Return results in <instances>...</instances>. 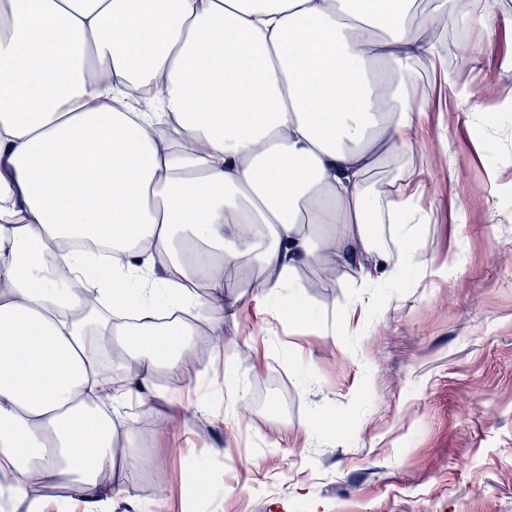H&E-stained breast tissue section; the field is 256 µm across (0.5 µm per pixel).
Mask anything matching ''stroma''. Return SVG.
<instances>
[{
	"instance_id": "35a3bbf8",
	"label": "stroma",
	"mask_w": 512,
	"mask_h": 512,
	"mask_svg": "<svg viewBox=\"0 0 512 512\" xmlns=\"http://www.w3.org/2000/svg\"><path fill=\"white\" fill-rule=\"evenodd\" d=\"M435 13L467 37L418 75L411 154L370 174L418 190L410 263L368 288L299 267L314 325L257 270L226 281L203 403L127 409L148 464L110 512H512V0H416L410 22ZM452 57L472 63L453 91Z\"/></svg>"
}]
</instances>
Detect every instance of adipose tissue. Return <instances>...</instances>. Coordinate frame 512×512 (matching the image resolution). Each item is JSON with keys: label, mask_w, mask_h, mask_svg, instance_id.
Instances as JSON below:
<instances>
[{"label": "adipose tissue", "mask_w": 512, "mask_h": 512, "mask_svg": "<svg viewBox=\"0 0 512 512\" xmlns=\"http://www.w3.org/2000/svg\"><path fill=\"white\" fill-rule=\"evenodd\" d=\"M413 3L0 0V512H101L103 478L133 488L146 460L117 451L121 410L158 372L195 375L191 322L222 335L241 269L304 323L300 265L397 278L415 196L365 185L411 145L413 64L433 51ZM160 76L151 111L119 109ZM121 356L138 370L116 389ZM58 477L70 497L29 496Z\"/></svg>", "instance_id": "adipose-tissue-1"}]
</instances>
